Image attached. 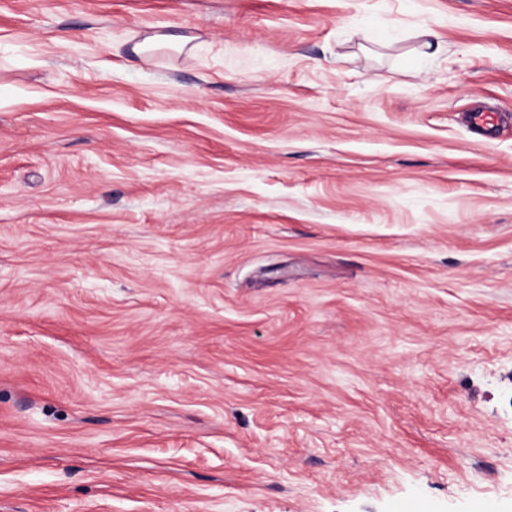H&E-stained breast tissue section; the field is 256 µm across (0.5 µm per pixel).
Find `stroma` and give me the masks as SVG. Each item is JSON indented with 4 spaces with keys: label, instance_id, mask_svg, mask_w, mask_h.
<instances>
[{
    "label": "stroma",
    "instance_id": "1",
    "mask_svg": "<svg viewBox=\"0 0 512 512\" xmlns=\"http://www.w3.org/2000/svg\"><path fill=\"white\" fill-rule=\"evenodd\" d=\"M406 506L512 512V0H0V512Z\"/></svg>",
    "mask_w": 512,
    "mask_h": 512
}]
</instances>
